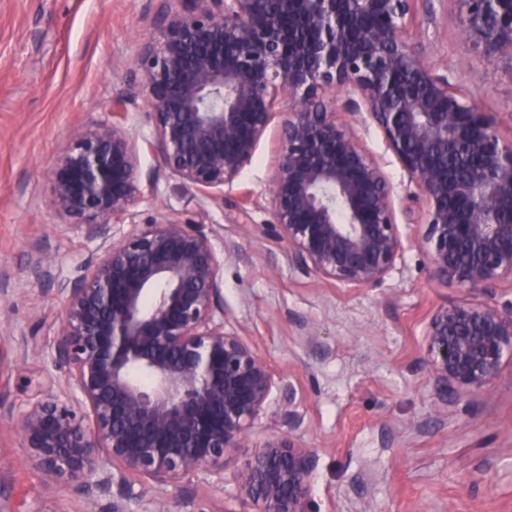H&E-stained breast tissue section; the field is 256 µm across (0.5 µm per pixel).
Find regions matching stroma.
<instances>
[{
	"mask_svg": "<svg viewBox=\"0 0 512 512\" xmlns=\"http://www.w3.org/2000/svg\"><path fill=\"white\" fill-rule=\"evenodd\" d=\"M431 5L419 14L431 33L423 56L440 68L471 61L459 87L512 138V61L483 59L462 36L453 0ZM158 7V0H0V289L17 291L0 335L4 405H25L46 378L65 376L47 352L19 354L33 340L47 349L59 329L61 301L49 282L32 283L31 254L41 251L60 274L95 247L51 208L46 172L71 129L106 119L125 92L123 63L153 41ZM278 134L271 125L220 201L184 188L142 150L140 170L154 187L139 208L206 224L217 244L232 246L224 320L297 389L300 431L317 455L309 512H512V359L490 397L438 411L421 367L424 324L462 293L431 280L414 225H402L410 242L377 288L319 281L289 264L285 243L252 233L251 225L271 220ZM358 135L383 158L399 209L420 214L379 129L362 125ZM236 204L248 208L249 223L230 221ZM243 457L239 450L226 461L223 481L195 477L160 492L155 512H224ZM0 512H88L73 489L47 487L25 466L7 418L0 420Z\"/></svg>",
	"mask_w": 512,
	"mask_h": 512,
	"instance_id": "35a3bbf8",
	"label": "stroma"
}]
</instances>
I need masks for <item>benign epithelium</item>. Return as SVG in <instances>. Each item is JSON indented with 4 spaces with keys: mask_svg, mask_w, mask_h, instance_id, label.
Here are the masks:
<instances>
[{
    "mask_svg": "<svg viewBox=\"0 0 512 512\" xmlns=\"http://www.w3.org/2000/svg\"><path fill=\"white\" fill-rule=\"evenodd\" d=\"M129 59L110 118L72 129L49 169L50 204L96 249L34 280L63 300L52 347L63 383L17 410L24 463L108 512L189 476L224 478L271 406L290 431L240 463L224 512H307L316 452L297 434L296 392L224 325V251L202 223L135 210L152 182L126 124L141 99L150 145L184 185L215 199L252 163L288 101L263 236L288 262L348 288L379 286L406 241L397 191L353 123L370 118L423 199L416 240L429 273L469 297L435 307L422 364L438 409L488 397L512 355V139L414 49L420 0H181ZM487 61L512 60V0H454ZM352 120L339 119L336 109Z\"/></svg>",
    "mask_w": 512,
    "mask_h": 512,
    "instance_id": "1",
    "label": "benign epithelium"
}]
</instances>
